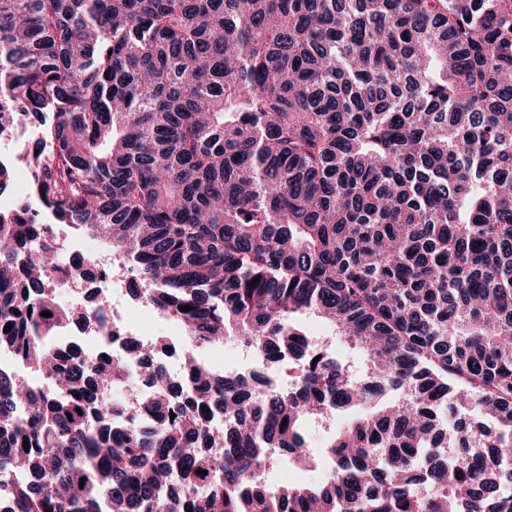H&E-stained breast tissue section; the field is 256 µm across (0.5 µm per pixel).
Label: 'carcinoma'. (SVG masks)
Wrapping results in <instances>:
<instances>
[{
	"instance_id": "carcinoma-1",
	"label": "carcinoma",
	"mask_w": 512,
	"mask_h": 512,
	"mask_svg": "<svg viewBox=\"0 0 512 512\" xmlns=\"http://www.w3.org/2000/svg\"><path fill=\"white\" fill-rule=\"evenodd\" d=\"M29 125L0 349L42 384L0 372L6 512H512V0H0V130ZM44 220L183 327L179 382L94 403L133 383L60 349L104 301L59 306ZM221 339L296 373L204 368ZM274 448L331 469L270 484ZM63 228L67 237L64 233H62V236L66 239L67 244L72 246L71 250L82 251L85 258H92L98 253L106 252V245L100 239L76 235L66 226H63Z\"/></svg>"
}]
</instances>
